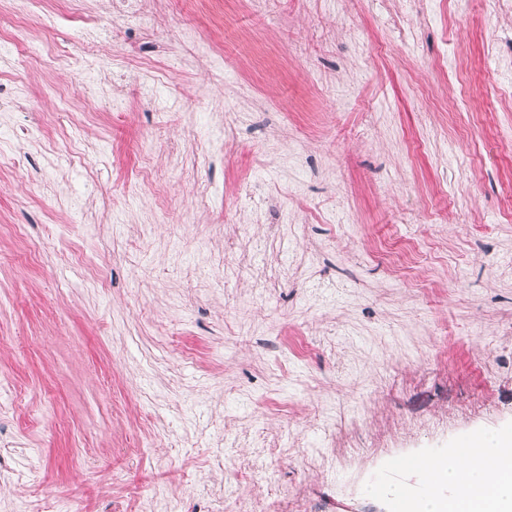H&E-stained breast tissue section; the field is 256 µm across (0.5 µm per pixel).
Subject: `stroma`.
Segmentation results:
<instances>
[{"instance_id": "obj_1", "label": "stroma", "mask_w": 512, "mask_h": 512, "mask_svg": "<svg viewBox=\"0 0 512 512\" xmlns=\"http://www.w3.org/2000/svg\"><path fill=\"white\" fill-rule=\"evenodd\" d=\"M107 6L0 14V512H391L512 427L496 0ZM144 0H111L112 15L108 12L99 14L96 18L95 26L91 30H83L79 32L82 41H98L99 33L102 29L112 25L114 17L125 20L126 22L138 21L139 28L142 30L143 43L139 46L151 47L162 43V35L152 23L149 26L142 27V21L147 17L144 12Z\"/></svg>"}]
</instances>
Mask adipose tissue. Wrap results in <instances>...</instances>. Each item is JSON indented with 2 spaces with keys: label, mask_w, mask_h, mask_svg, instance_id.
<instances>
[{
  "label": "adipose tissue",
  "mask_w": 512,
  "mask_h": 512,
  "mask_svg": "<svg viewBox=\"0 0 512 512\" xmlns=\"http://www.w3.org/2000/svg\"><path fill=\"white\" fill-rule=\"evenodd\" d=\"M469 439L475 452L463 457L452 448L435 457L433 470L421 474V490L385 484L370 486L369 494L404 500L406 512H512V430L480 431ZM463 473L477 495L462 493Z\"/></svg>",
  "instance_id": "1"
}]
</instances>
